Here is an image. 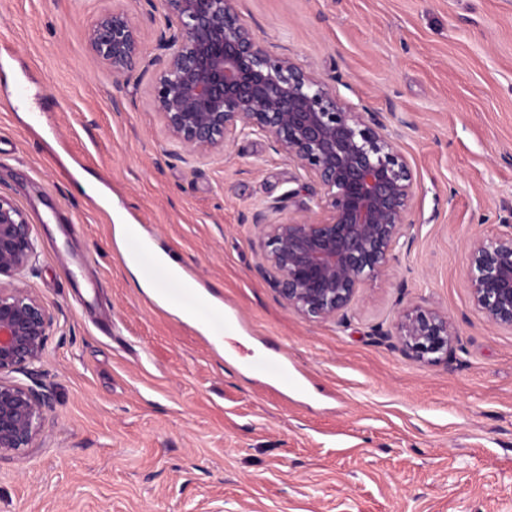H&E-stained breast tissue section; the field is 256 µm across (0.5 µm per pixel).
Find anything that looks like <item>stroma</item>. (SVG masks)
<instances>
[{
	"label": "stroma",
	"mask_w": 512,
	"mask_h": 512,
	"mask_svg": "<svg viewBox=\"0 0 512 512\" xmlns=\"http://www.w3.org/2000/svg\"><path fill=\"white\" fill-rule=\"evenodd\" d=\"M120 8L144 57L114 80L85 30ZM273 52L352 111L383 113L415 178L411 226L345 319L312 322L259 274L257 213L319 212L322 189L269 138L184 159L150 106L162 0H0V194L55 318L53 404L0 459V512H512V332L463 276L466 244L512 224V0H237ZM176 257L244 327L218 352L139 288L116 219ZM421 304L459 339L425 366L385 338ZM288 361L298 392L255 376Z\"/></svg>",
	"instance_id": "stroma-1"
}]
</instances>
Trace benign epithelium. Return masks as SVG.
Instances as JSON below:
<instances>
[{
  "mask_svg": "<svg viewBox=\"0 0 512 512\" xmlns=\"http://www.w3.org/2000/svg\"><path fill=\"white\" fill-rule=\"evenodd\" d=\"M167 50L152 106L169 138L187 155L224 150L245 131L314 174L324 189L320 213L263 225L266 264L259 267L288 309L313 321L345 313L360 288L388 266L410 223L414 177L385 133L382 113L345 108L328 82L272 55L241 21L234 0H164ZM115 80L143 58L125 13L101 14L85 33ZM36 255L31 224L0 194V456L32 446L51 395L37 380L53 323L26 288ZM466 282L488 324L512 331V224L466 244ZM399 351L427 364L448 360L458 340L453 322L419 304L393 324ZM22 373L26 385L10 378Z\"/></svg>",
  "mask_w": 512,
  "mask_h": 512,
  "instance_id": "benign-epithelium-1",
  "label": "benign epithelium"
}]
</instances>
